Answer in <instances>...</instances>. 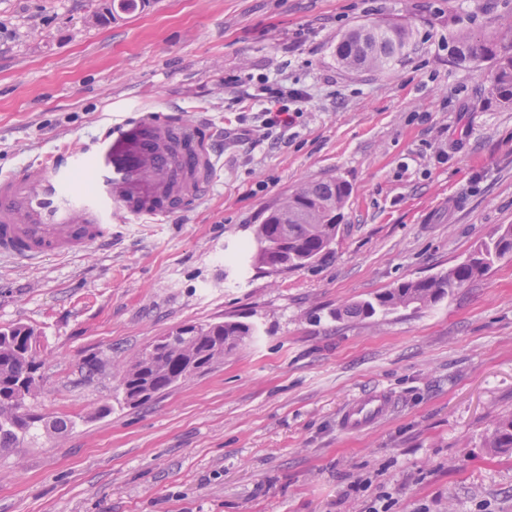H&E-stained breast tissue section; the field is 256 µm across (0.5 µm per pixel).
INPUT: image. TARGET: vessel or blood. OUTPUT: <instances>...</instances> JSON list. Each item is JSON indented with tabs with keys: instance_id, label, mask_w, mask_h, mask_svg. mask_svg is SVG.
Returning a JSON list of instances; mask_svg holds the SVG:
<instances>
[{
	"instance_id": "b4317fda",
	"label": "vessel or blood",
	"mask_w": 512,
	"mask_h": 512,
	"mask_svg": "<svg viewBox=\"0 0 512 512\" xmlns=\"http://www.w3.org/2000/svg\"><path fill=\"white\" fill-rule=\"evenodd\" d=\"M209 125L155 109L107 125L82 146L60 145L38 166L0 174V257L35 263L112 246V227L185 216L214 182L217 155ZM381 393L353 398L345 431L389 412Z\"/></svg>"
}]
</instances>
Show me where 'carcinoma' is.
Instances as JSON below:
<instances>
[{"label": "carcinoma", "mask_w": 512, "mask_h": 512, "mask_svg": "<svg viewBox=\"0 0 512 512\" xmlns=\"http://www.w3.org/2000/svg\"><path fill=\"white\" fill-rule=\"evenodd\" d=\"M501 43L512 46V21L493 40L468 32L460 34L452 54L461 63L492 58ZM406 46L405 30L375 25L346 35L338 46V56L349 68L380 70L402 54ZM492 81L501 97L512 99V56L499 60ZM348 196L349 187L344 181L330 179L308 183L285 197L254 231L256 262L268 274H281L314 260L333 242ZM285 239L286 267L278 258ZM505 257H512V225L500 229L468 260L440 276L404 281L380 294L376 303L356 302L337 311L336 316L370 317L378 307L391 310L412 304L431 306L449 291L466 288L482 278ZM251 336L250 325L234 320L178 327L135 356L121 371L124 398L138 403L149 390L160 393L180 379L208 370ZM40 354L41 340L34 330L23 325L0 330V450L32 442L50 428L64 431L73 425L64 417L48 421L29 406L40 392ZM487 446L512 448V412L499 417Z\"/></svg>", "instance_id": "carcinoma-1"}]
</instances>
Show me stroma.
<instances>
[{"mask_svg":"<svg viewBox=\"0 0 512 512\" xmlns=\"http://www.w3.org/2000/svg\"><path fill=\"white\" fill-rule=\"evenodd\" d=\"M512 0H0V173L81 145L144 107L219 126L217 181L194 212L118 224L111 249L0 261V328L44 343L37 410L74 425L0 452V512H512V257L425 308L337 318L439 275L512 225V101L496 58L457 62ZM375 23L409 34L385 69L336 47ZM274 76L308 91L288 128L254 124L246 94ZM345 181L329 250L280 275L241 253L303 184ZM235 320L255 335L222 363L130 404L119 373L157 337ZM392 410L344 432L355 396ZM368 482L352 491L356 480ZM492 81L504 99H512V56L501 58L492 73ZM490 448H512V412L503 413L490 438L487 441Z\"/></svg>","mask_w":512,"mask_h":512,"instance_id":"1","label":"stroma"}]
</instances>
